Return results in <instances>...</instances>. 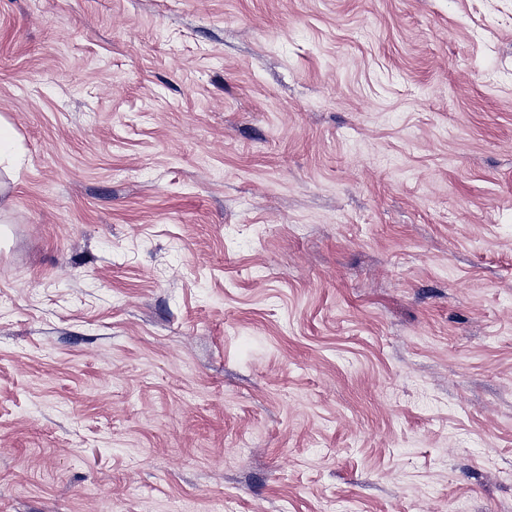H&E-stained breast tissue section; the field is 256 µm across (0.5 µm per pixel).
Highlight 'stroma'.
I'll return each mask as SVG.
<instances>
[{"instance_id":"obj_1","label":"stroma","mask_w":512,"mask_h":512,"mask_svg":"<svg viewBox=\"0 0 512 512\" xmlns=\"http://www.w3.org/2000/svg\"><path fill=\"white\" fill-rule=\"evenodd\" d=\"M0 512H512V0H0Z\"/></svg>"}]
</instances>
